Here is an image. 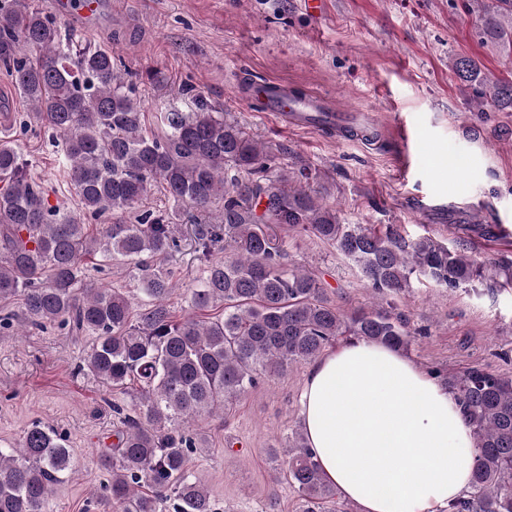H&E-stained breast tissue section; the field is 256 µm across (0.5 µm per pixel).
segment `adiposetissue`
Masks as SVG:
<instances>
[{
  "label": "adipose tissue",
  "instance_id": "adipose-tissue-1",
  "mask_svg": "<svg viewBox=\"0 0 512 512\" xmlns=\"http://www.w3.org/2000/svg\"><path fill=\"white\" fill-rule=\"evenodd\" d=\"M303 430L325 480L359 512H444L476 450L456 396L403 352L354 340L308 368Z\"/></svg>",
  "mask_w": 512,
  "mask_h": 512
}]
</instances>
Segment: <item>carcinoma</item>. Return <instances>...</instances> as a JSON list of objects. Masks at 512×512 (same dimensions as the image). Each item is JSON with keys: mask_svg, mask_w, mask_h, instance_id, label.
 <instances>
[{"mask_svg": "<svg viewBox=\"0 0 512 512\" xmlns=\"http://www.w3.org/2000/svg\"><path fill=\"white\" fill-rule=\"evenodd\" d=\"M465 7L478 18L480 38L512 59V0H465ZM0 65L30 104L19 125L60 136L64 174L78 196L75 211L50 205L27 160L0 140V303L20 300L25 327L58 324L92 336L79 370L113 389L134 386L130 403L112 404L120 428L102 459L111 484L100 512H217L189 472L190 454L206 439L180 428L229 411L263 378L315 360L342 337L408 349L409 318L395 299L413 277L443 288L486 279L512 288V259L489 276L430 237L406 238L397 224L378 232L343 222L310 187L311 173L268 176L266 147L202 103L165 113V138L146 136L136 87L112 53L78 47L33 0H0ZM450 67L471 89L474 111L512 112V79L468 56L453 57ZM156 187L173 209L142 210L133 223L119 219L89 234L85 220L133 209ZM186 206L200 215L188 235L203 269L191 313L177 320L166 262L178 250ZM267 224L336 246L380 302L348 313L330 303L314 273L286 262ZM96 255L128 265L146 297L140 308L121 289L90 279L86 260ZM445 384L477 450L470 491L448 512H512V378L475 366L448 374ZM280 467L298 512H333L336 487L323 479L304 434L288 440ZM72 473L66 440L33 423L18 447H0V512H48L53 488Z\"/></svg>", "mask_w": 512, "mask_h": 512, "instance_id": "carcinoma-1", "label": "carcinoma"}]
</instances>
